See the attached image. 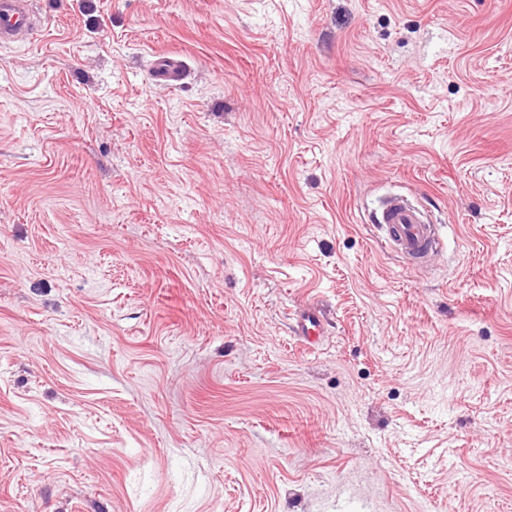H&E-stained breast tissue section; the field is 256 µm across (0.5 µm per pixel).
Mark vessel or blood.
<instances>
[{"instance_id": "1", "label": "vessel or blood", "mask_w": 512, "mask_h": 512, "mask_svg": "<svg viewBox=\"0 0 512 512\" xmlns=\"http://www.w3.org/2000/svg\"><path fill=\"white\" fill-rule=\"evenodd\" d=\"M36 28L30 0H0V44L29 37ZM374 222L383 233L382 245L412 262H425L440 247L435 225L429 224L420 208L405 196L385 198Z\"/></svg>"}]
</instances>
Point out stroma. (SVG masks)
<instances>
[{
  "mask_svg": "<svg viewBox=\"0 0 512 512\" xmlns=\"http://www.w3.org/2000/svg\"><path fill=\"white\" fill-rule=\"evenodd\" d=\"M31 9L0 512H512V0ZM394 193L428 267L378 242ZM375 224L382 230V245L414 263H423L440 248L434 224L420 208L403 195L385 198L375 212Z\"/></svg>",
  "mask_w": 512,
  "mask_h": 512,
  "instance_id": "stroma-1",
  "label": "stroma"
}]
</instances>
